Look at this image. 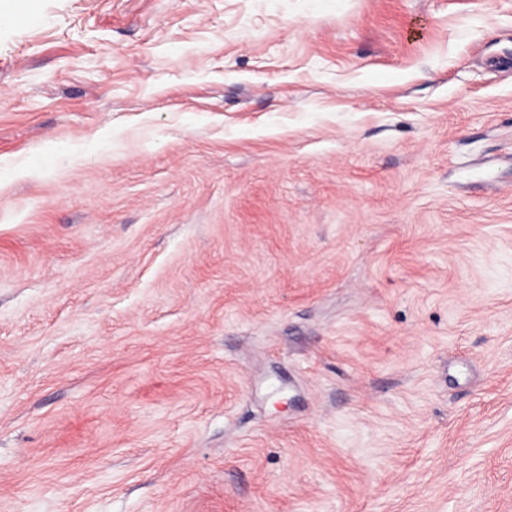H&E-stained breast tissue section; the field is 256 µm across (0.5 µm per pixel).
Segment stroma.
<instances>
[{"mask_svg": "<svg viewBox=\"0 0 512 512\" xmlns=\"http://www.w3.org/2000/svg\"><path fill=\"white\" fill-rule=\"evenodd\" d=\"M0 8V512H512V0Z\"/></svg>", "mask_w": 512, "mask_h": 512, "instance_id": "obj_1", "label": "stroma"}]
</instances>
